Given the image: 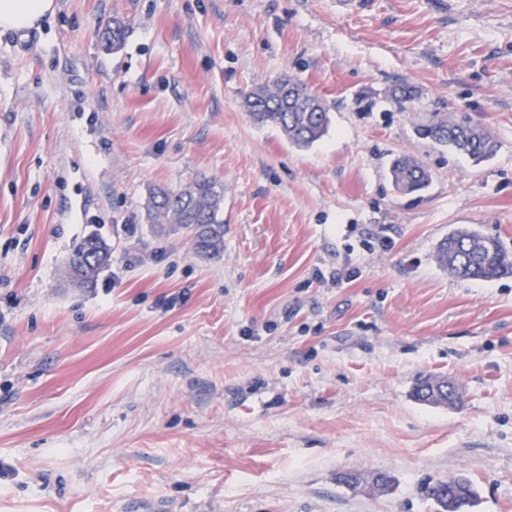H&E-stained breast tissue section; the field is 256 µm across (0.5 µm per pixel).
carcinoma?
I'll return each instance as SVG.
<instances>
[{
    "mask_svg": "<svg viewBox=\"0 0 512 512\" xmlns=\"http://www.w3.org/2000/svg\"><path fill=\"white\" fill-rule=\"evenodd\" d=\"M128 27L118 18L101 32L104 50L120 51L126 41ZM244 105L254 123L277 128L297 147H309L319 141L330 124L329 108L302 79L282 74L272 85L254 87ZM420 136L432 143L481 162L496 150V142L487 128L455 114L432 113L418 126ZM389 177L395 190L410 194L426 188L432 176L417 158L402 155L393 160ZM146 221L155 224L164 212L172 215V223L156 224L160 231L189 235L196 250L218 255L224 250V184L213 177L199 176L180 189L156 185L144 204ZM437 260L454 277L492 281L512 275V253L493 236L469 228L448 234L437 247ZM112 245L102 236L91 234L79 245L68 262L67 277L80 287H91L101 271L111 264ZM417 400L452 407L460 400L453 385L427 380L416 390ZM446 480H438L425 488L427 499L438 512H471L478 503L477 492L466 477L453 498L442 494Z\"/></svg>",
    "mask_w": 512,
    "mask_h": 512,
    "instance_id": "1",
    "label": "carcinoma"
}]
</instances>
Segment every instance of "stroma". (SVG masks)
Wrapping results in <instances>:
<instances>
[{"label": "stroma", "mask_w": 512, "mask_h": 512, "mask_svg": "<svg viewBox=\"0 0 512 512\" xmlns=\"http://www.w3.org/2000/svg\"><path fill=\"white\" fill-rule=\"evenodd\" d=\"M55 3L0 30V512H436L420 486L461 474L512 512V277L436 260L463 225L512 251V0ZM285 72L330 109L307 148L242 105ZM430 112L493 157L419 138ZM398 154L426 190L393 191ZM199 175L217 256L144 220ZM94 232L112 263L78 288ZM440 377L457 407L415 400ZM128 27L118 18L112 20V25H107L101 32V43L105 51L112 53L120 51L126 41ZM417 132L432 143L481 162L496 150V142L487 128L455 114L433 112ZM112 246L102 236L91 234L68 262L67 277L80 287H92L101 271L111 264Z\"/></svg>", "instance_id": "1"}]
</instances>
